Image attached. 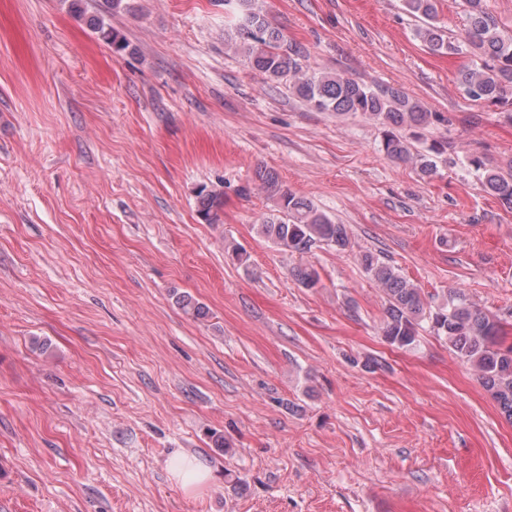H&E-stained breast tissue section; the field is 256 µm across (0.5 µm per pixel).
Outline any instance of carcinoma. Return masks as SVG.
I'll list each match as a JSON object with an SVG mask.
<instances>
[{"instance_id": "carcinoma-1", "label": "carcinoma", "mask_w": 512, "mask_h": 512, "mask_svg": "<svg viewBox=\"0 0 512 512\" xmlns=\"http://www.w3.org/2000/svg\"><path fill=\"white\" fill-rule=\"evenodd\" d=\"M403 3L406 12L421 22L415 35L432 54L469 55L480 60L457 71V82L470 99L512 109V37L503 34L487 10L486 0H462L467 27L461 41L449 37L438 25L439 0ZM224 6L238 17L237 23L224 31L226 45L242 52L249 67L271 81L287 80L293 92L319 112L361 114L377 121L384 128L382 147L388 159L412 165L423 179L437 174L436 158L448 152V142L434 141L416 151L409 142L433 120V113L423 104L394 87L368 86L343 72L308 68L301 50L272 26L256 0H224ZM94 30L116 51L127 48L119 33L104 22L94 23ZM400 129L410 131V136L398 133ZM468 165L484 192L512 207V168L494 167L477 155L468 159ZM255 176L275 207V213L259 225L258 233L264 238L299 254L317 245L339 251L352 247L347 226L335 223L311 200L284 189L275 170L262 167ZM197 198L200 217L208 224L220 223L224 194L203 186ZM361 263L387 297L381 327L385 341L399 349L409 348L417 342L419 328L427 325L431 333L448 340L459 359L475 368L483 387L512 420V342H506L505 331L512 311L506 317L489 314L457 288L427 297L397 268L372 253L362 254ZM295 276L306 288L319 282V273L310 264L299 266ZM175 303L196 319L208 314L205 306L188 295L175 296Z\"/></svg>"}]
</instances>
